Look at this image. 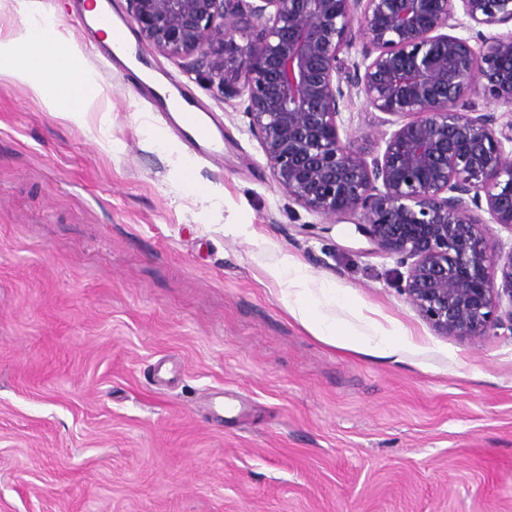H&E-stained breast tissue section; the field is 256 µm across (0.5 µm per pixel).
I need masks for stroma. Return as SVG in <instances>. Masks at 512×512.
Instances as JSON below:
<instances>
[{"instance_id":"obj_1","label":"stroma","mask_w":512,"mask_h":512,"mask_svg":"<svg viewBox=\"0 0 512 512\" xmlns=\"http://www.w3.org/2000/svg\"><path fill=\"white\" fill-rule=\"evenodd\" d=\"M43 2L102 92L80 125L0 72V512H512V322L438 335L406 267L290 200L242 99L139 42L127 0L114 20L221 127L223 158L190 156L111 65L95 0ZM384 131L344 109L342 141L378 152ZM285 256L337 289L336 321L410 343L313 336L268 274Z\"/></svg>"}]
</instances>
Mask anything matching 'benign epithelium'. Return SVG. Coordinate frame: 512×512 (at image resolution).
<instances>
[{"mask_svg": "<svg viewBox=\"0 0 512 512\" xmlns=\"http://www.w3.org/2000/svg\"><path fill=\"white\" fill-rule=\"evenodd\" d=\"M143 41L244 98L277 184L307 211L359 225L407 266L409 304L474 345L512 322V0H128ZM479 28V43L451 34ZM243 43H237V39ZM361 46V59L351 50ZM386 115L384 149L342 142L352 95Z\"/></svg>", "mask_w": 512, "mask_h": 512, "instance_id": "1", "label": "benign epithelium"}]
</instances>
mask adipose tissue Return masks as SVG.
Here are the masks:
<instances>
[{"mask_svg":"<svg viewBox=\"0 0 512 512\" xmlns=\"http://www.w3.org/2000/svg\"><path fill=\"white\" fill-rule=\"evenodd\" d=\"M12 8L21 16L22 23L0 37V68L6 69L16 82L38 93L44 84L61 83L63 95L52 101V109L63 111L73 121H82L86 99L98 91L90 70L61 32H53L48 40L40 36L37 23L44 16L41 0H12ZM270 274L284 284V303L314 336L375 357L395 355L408 341L406 332L393 325L378 327L371 336H357L338 328L307 294L306 270L290 259H281Z\"/></svg>","mask_w":512,"mask_h":512,"instance_id":"1","label":"adipose tissue"}]
</instances>
